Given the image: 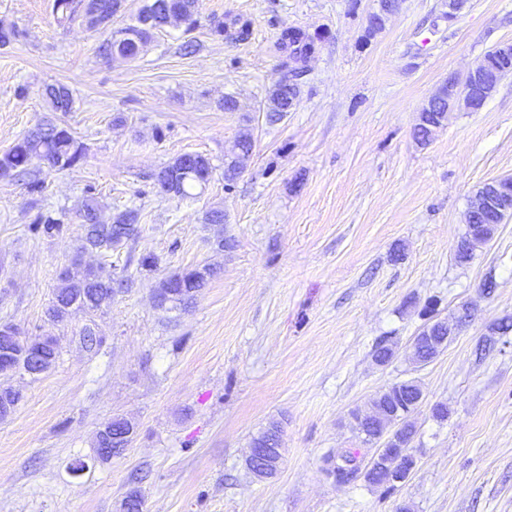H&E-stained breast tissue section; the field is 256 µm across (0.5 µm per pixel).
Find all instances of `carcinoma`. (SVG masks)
Listing matches in <instances>:
<instances>
[{"label": "carcinoma", "instance_id": "obj_1", "mask_svg": "<svg viewBox=\"0 0 512 512\" xmlns=\"http://www.w3.org/2000/svg\"><path fill=\"white\" fill-rule=\"evenodd\" d=\"M70 5V12H59L57 21L65 23L75 17L77 9H82L87 23L93 28L106 27L112 18L120 12L123 0H65ZM177 4L183 19L188 21L197 12L199 0H147L137 17V24L125 27L132 34L128 41L115 45L107 40L97 46L99 57L109 60L118 55L133 59L137 57L136 45L148 39L151 32L165 26V18L172 4ZM278 50L285 53L283 67L288 77L298 78L303 74L301 63L313 53L310 37L298 28L286 27L282 30ZM47 98L53 111L69 112L73 97L70 89L62 84L45 88ZM86 155V147L70 131L54 124H45L29 131L9 151L0 157V176L22 178L30 173L34 164H44L50 169L64 170L76 166ZM213 167L208 158L198 154L189 164L180 167L171 161L155 175L160 190L169 193L168 185L176 182L174 195L187 197L190 189L206 184L212 176ZM80 223L84 227L82 250L108 252L128 241H134L140 233L139 211L128 209L115 217L104 220L98 199L87 195L78 210ZM500 221L495 213L485 214L467 225V231L461 239L458 249L459 261L469 260L473 251L483 245L493 232V225ZM31 231L40 238L52 239L67 231L66 225L58 219L38 216L31 226ZM59 285L46 311L48 319L56 323L69 321L80 312H94L112 302L113 284L127 288L128 279L123 276L103 275L102 271L91 266L82 265L76 258L71 265L63 268L57 276ZM207 276L196 269L186 270L173 275L160 283L162 288L181 291L174 301L185 303L194 293L205 286ZM13 348L20 354L26 366L35 369L37 362L42 368L49 369L59 357V351L50 341H35L29 346L19 342ZM423 395L421 386L414 380L395 383L381 391L372 400L373 412L369 422H355V429H365L378 435L380 430L400 423L395 431L394 448H404L410 444L416 434V428L410 420L417 408L414 401Z\"/></svg>", "mask_w": 512, "mask_h": 512}]
</instances>
